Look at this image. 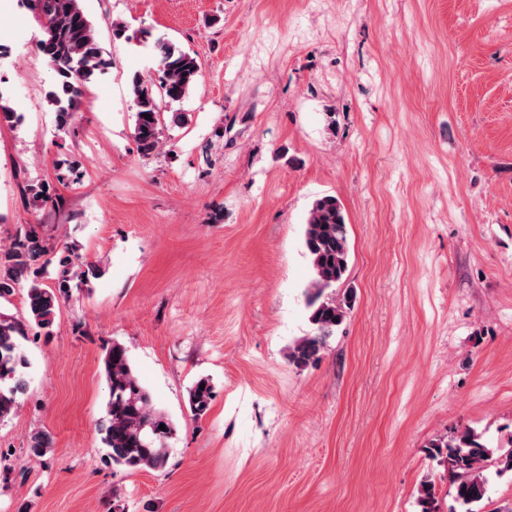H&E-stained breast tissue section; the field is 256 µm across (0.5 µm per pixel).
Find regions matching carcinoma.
Segmentation results:
<instances>
[{
	"instance_id": "obj_1",
	"label": "carcinoma",
	"mask_w": 512,
	"mask_h": 512,
	"mask_svg": "<svg viewBox=\"0 0 512 512\" xmlns=\"http://www.w3.org/2000/svg\"><path fill=\"white\" fill-rule=\"evenodd\" d=\"M40 29L36 44L39 55L54 71L56 80L46 94L56 112L58 127L68 131L81 99L96 75L111 65L99 42L98 25L86 13L83 0H20ZM163 76L154 83L133 75L130 91L133 100V137L140 154L149 158L160 150L164 133L171 127L188 123V115L171 109L182 101L197 83L201 65L197 58L172 42H156ZM150 118H144V114ZM27 195L43 208L56 203L50 186L28 185ZM313 277L305 293L309 321L314 334L304 336L288 348V362L304 369L320 359L327 339L346 318V305L332 296L331 289L345 277L350 256L348 227L340 201L332 195L317 198L311 204L304 227ZM52 249L33 230L17 237L7 247H0V300L8 301L16 291L25 290L22 319L0 313V420L11 417L19 407L26 389L23 368L27 365L20 350V338L34 325L50 334L61 298L72 286H80L100 275L99 265L74 255L67 247L58 259L61 275L53 287L43 283L51 263ZM109 398L106 418L100 425L102 442L112 463L130 471L154 470L167 461V441L174 435L172 421L156 409L149 391L135 374L126 348L114 343L103 358ZM212 400L209 379L201 378L189 393L191 411L201 417ZM165 429H160V425ZM45 432L34 434L28 451L40 458L51 449ZM430 456L448 472L456 506L449 512H484L487 506L486 471L512 475V448H490L475 431L465 428L450 438H440L430 445ZM418 512H440L441 503L435 484L424 480L419 486Z\"/></svg>"
}]
</instances>
